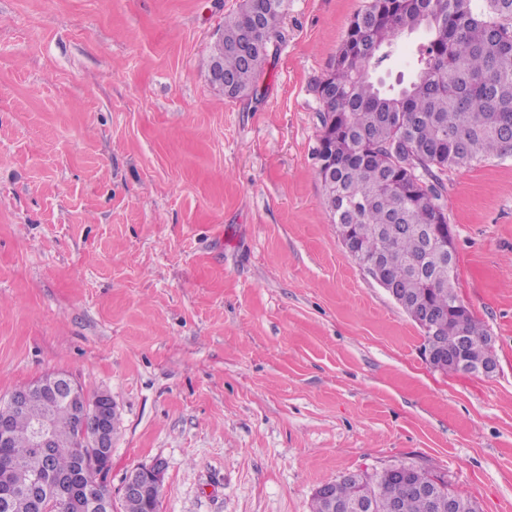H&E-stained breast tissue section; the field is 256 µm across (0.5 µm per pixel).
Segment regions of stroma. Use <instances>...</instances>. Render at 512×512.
I'll list each match as a JSON object with an SVG mask.
<instances>
[{
    "instance_id": "1",
    "label": "stroma",
    "mask_w": 512,
    "mask_h": 512,
    "mask_svg": "<svg viewBox=\"0 0 512 512\" xmlns=\"http://www.w3.org/2000/svg\"><path fill=\"white\" fill-rule=\"evenodd\" d=\"M366 0H288L254 94L210 81L240 0H0V400L48 373L116 409L103 480L160 512H310L408 464L512 512V158L444 177L493 377L445 373L345 252L316 80ZM162 471L163 468L158 463L135 469L126 479L122 499L136 497L143 489L144 478L159 487L162 481ZM358 480L361 484L374 485L379 472L358 471ZM351 478L341 476L336 481L329 482L336 500H347L359 494L361 486Z\"/></svg>"
}]
</instances>
